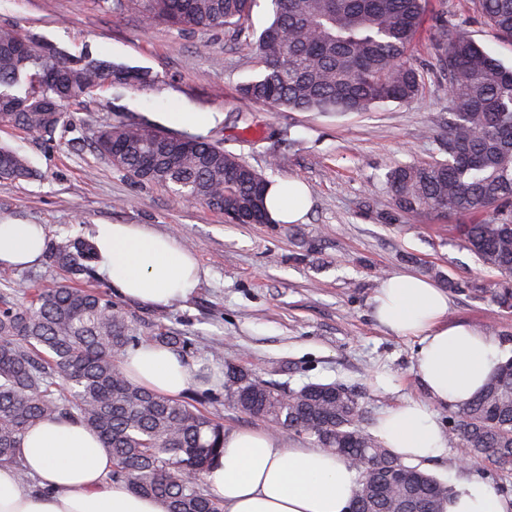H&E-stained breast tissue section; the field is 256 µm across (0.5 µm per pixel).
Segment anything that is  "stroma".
<instances>
[{
    "label": "stroma",
    "mask_w": 512,
    "mask_h": 512,
    "mask_svg": "<svg viewBox=\"0 0 512 512\" xmlns=\"http://www.w3.org/2000/svg\"><path fill=\"white\" fill-rule=\"evenodd\" d=\"M441 11L512 66V44L494 38L472 0H428L413 57L422 100L336 114L280 112L242 98L241 86L262 71L248 38L233 40L220 29L149 28L132 15L102 13L94 0H0V27L74 58L89 50L156 77L148 87L97 90L70 107L69 122L47 144L0 124V143L29 157L39 172L31 181L0 179V222L44 225L53 246L89 238L95 224H144L176 236L206 271L194 297L162 309L127 300L121 306L141 335L174 332L190 340L188 361L208 379L193 382L186 397L201 400L225 429H250L263 420L218 397L226 365L293 388L338 383L358 399L361 425L373 431L384 408L427 397L415 373L416 340L385 332L373 317L385 277L411 271L446 289L449 320L496 336L502 354L512 356V310L493 301L492 274L462 248L458 217L396 213L387 188L396 166L445 157L448 81L435 70L432 50L433 17ZM171 112L212 113L207 135L217 141L250 128L252 142L238 154L265 178L308 185L313 206L305 223H227L205 205L133 182L93 147L94 130L123 120L172 131ZM271 127L283 129L284 138L267 140ZM66 278L46 257L27 270L0 269V296ZM460 281L473 289L458 290ZM379 375L387 387L377 386ZM424 470L444 482L453 473L479 476L512 496V470L461 465L453 447Z\"/></svg>",
    "instance_id": "1"
}]
</instances>
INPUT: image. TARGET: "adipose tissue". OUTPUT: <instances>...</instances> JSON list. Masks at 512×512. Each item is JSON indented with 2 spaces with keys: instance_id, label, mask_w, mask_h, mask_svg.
Masks as SVG:
<instances>
[{
  "instance_id": "obj_1",
  "label": "adipose tissue",
  "mask_w": 512,
  "mask_h": 512,
  "mask_svg": "<svg viewBox=\"0 0 512 512\" xmlns=\"http://www.w3.org/2000/svg\"><path fill=\"white\" fill-rule=\"evenodd\" d=\"M273 224H300L312 206L296 179L270 181L265 197ZM92 240L99 271L116 295L149 307L193 297L204 272L196 256L167 234L143 224H97ZM43 225L0 223V268L37 264L45 251ZM449 297L430 281L402 272L386 278L373 297V315L388 333L416 338L415 372L429 399L383 411L374 434L399 459L425 463L443 454L448 436L434 406L458 407L482 389L499 362L500 342L468 324L449 321ZM127 379L177 399L194 369L169 348L146 343L124 357ZM19 456L37 487L0 467V512H166L155 497L109 481L112 455L82 424L52 419L32 426ZM224 512H349L358 495L355 469L335 454L290 444L270 429L224 434V453L207 477ZM445 512H512V497L479 477L455 478Z\"/></svg>"
}]
</instances>
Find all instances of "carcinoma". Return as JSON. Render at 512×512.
<instances>
[{
    "label": "carcinoma",
    "mask_w": 512,
    "mask_h": 512,
    "mask_svg": "<svg viewBox=\"0 0 512 512\" xmlns=\"http://www.w3.org/2000/svg\"><path fill=\"white\" fill-rule=\"evenodd\" d=\"M115 16L133 13L152 27L222 29L245 33L252 0H95ZM274 20L251 48L263 70L243 85L251 101L291 112H366L382 104L417 100L419 71L409 62L425 0H272ZM495 37L512 43V0H474ZM31 44L37 56H21ZM437 69L448 79V159L400 165L387 175L394 209L406 215L453 214L459 240L483 267L499 273L492 296L512 308V68L463 29L439 24ZM54 70V84L33 75ZM26 81L22 96L11 88ZM151 72L86 55L71 58L18 30L0 27V99L18 104L0 122L43 141L64 125L66 109L106 86L146 87ZM49 97L51 112L29 103ZM94 147L134 182L169 190L252 224L267 223V181L219 142L190 133L164 134L146 121H119L97 130ZM34 176L28 159L0 145V178ZM73 279L95 273L92 243L74 239L49 251ZM183 355L185 336H141L112 295L58 284L31 302L0 297V466L31 477L18 448L29 428L46 418L74 419L95 431L111 452L110 479L161 499L167 512H224L207 488L224 453V425L194 403L156 395L131 383L120 360L144 343ZM62 380L70 393L61 394ZM224 392L240 412L314 438L316 447L344 458L358 473V512H444L450 488L394 456L360 430L359 403L334 383L297 389L226 367ZM456 448L466 463L512 466V357L500 362L483 390L448 413Z\"/></svg>",
    "instance_id": "carcinoma-1"
}]
</instances>
